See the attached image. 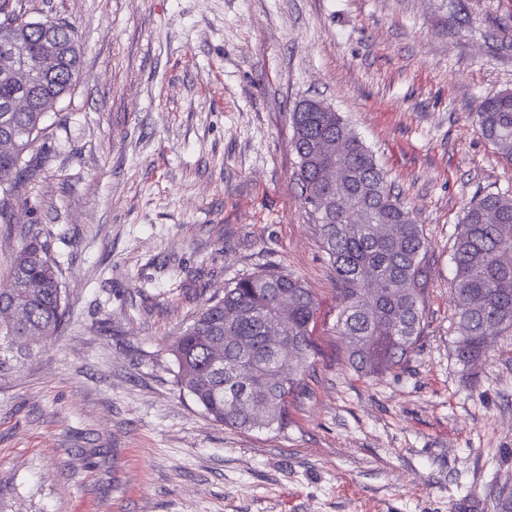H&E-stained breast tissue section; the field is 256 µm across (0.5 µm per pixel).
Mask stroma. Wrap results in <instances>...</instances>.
<instances>
[{
	"mask_svg": "<svg viewBox=\"0 0 512 512\" xmlns=\"http://www.w3.org/2000/svg\"><path fill=\"white\" fill-rule=\"evenodd\" d=\"M74 24L82 68L15 206L62 269L66 327L0 378V512H498L512 490V340L463 369L451 254L512 163L473 114L512 90V0H10ZM340 112L422 224L424 327L356 374L293 176L289 114ZM266 269L318 301L284 431L231 430L169 346Z\"/></svg>",
	"mask_w": 512,
	"mask_h": 512,
	"instance_id": "1",
	"label": "stroma"
}]
</instances>
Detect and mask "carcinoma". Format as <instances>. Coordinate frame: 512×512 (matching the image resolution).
Returning a JSON list of instances; mask_svg holds the SVG:
<instances>
[{
  "instance_id": "cac0c4a2",
  "label": "carcinoma",
  "mask_w": 512,
  "mask_h": 512,
  "mask_svg": "<svg viewBox=\"0 0 512 512\" xmlns=\"http://www.w3.org/2000/svg\"><path fill=\"white\" fill-rule=\"evenodd\" d=\"M58 69L39 85V95L58 103L72 94L79 76L80 47L73 24L52 18ZM14 40L33 62L43 51L36 20L0 0V41ZM11 61L0 53V103L19 86ZM57 112H0V224L11 228L19 175L26 156ZM481 136L512 163V90L479 102L474 112ZM291 148L298 159L301 199L315 223L321 248L336 275V334L349 365L362 376L389 373L404 364L422 334L425 288L422 226L395 192L375 155L349 123L315 99L289 114ZM12 256V288L0 292V377L33 350L32 341L53 336L68 318L62 271L36 234L23 232ZM453 302L457 362L471 368L488 357L489 337H512V195L476 196L464 210L453 245ZM318 303L303 284L282 272L261 271L233 282L224 297L205 304L174 338L170 351L176 384L212 421L236 430L288 426V399L303 389L308 361L316 354L313 332ZM276 331L281 339H271ZM224 363L213 364L215 344ZM249 365L253 376L239 370ZM266 408L263 421L252 407Z\"/></svg>"
}]
</instances>
